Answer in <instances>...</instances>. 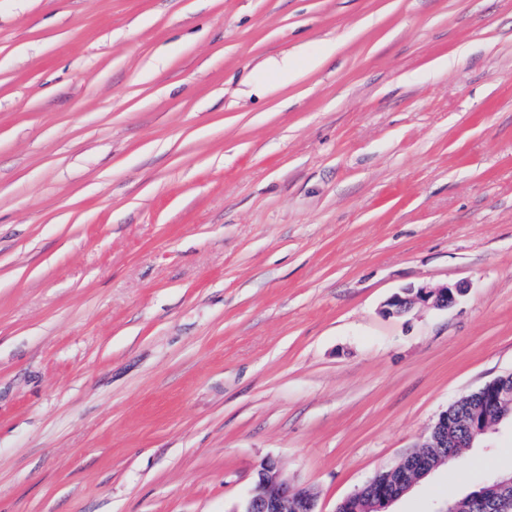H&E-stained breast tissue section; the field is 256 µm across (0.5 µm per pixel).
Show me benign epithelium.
<instances>
[{"mask_svg": "<svg viewBox=\"0 0 512 512\" xmlns=\"http://www.w3.org/2000/svg\"><path fill=\"white\" fill-rule=\"evenodd\" d=\"M464 288H420L416 291L408 289L404 294H396L387 301V312L403 315L417 303L430 304L439 309H446L457 301ZM484 399L485 409L462 411L457 404L452 403L442 411L434 424L425 442L420 444L422 450L413 452L404 457L395 465L399 470V478L391 487H383L374 480L366 485L370 494L371 506L366 512H386L388 506L407 493L420 479L426 477L431 469L426 467L425 460L435 448H444L455 443L456 436L461 428L468 429L471 441L482 438L489 429V416L487 411L505 402L512 405V383L503 382L498 378L479 388ZM512 488L511 481L494 480L483 493L485 500L495 509V512H504L512 504V496H508V489ZM242 512H317L316 501L313 495L300 490L285 480L278 464L268 460L261 465L257 472L254 485L243 505Z\"/></svg>", "mask_w": 512, "mask_h": 512, "instance_id": "benign-epithelium-1", "label": "benign epithelium"}]
</instances>
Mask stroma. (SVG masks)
I'll list each match as a JSON object with an SVG mask.
<instances>
[{"mask_svg": "<svg viewBox=\"0 0 512 512\" xmlns=\"http://www.w3.org/2000/svg\"><path fill=\"white\" fill-rule=\"evenodd\" d=\"M510 372L512 0H0V512H335ZM465 291L464 287L454 288H419L416 292L412 289L404 291V295L396 294L387 301L386 311L389 314L403 315L417 303L430 304L439 309H445L456 303L457 297ZM239 512H318L313 495L285 480L278 464L267 460L257 472L254 485Z\"/></svg>", "mask_w": 512, "mask_h": 512, "instance_id": "stroma-1", "label": "stroma"}]
</instances>
